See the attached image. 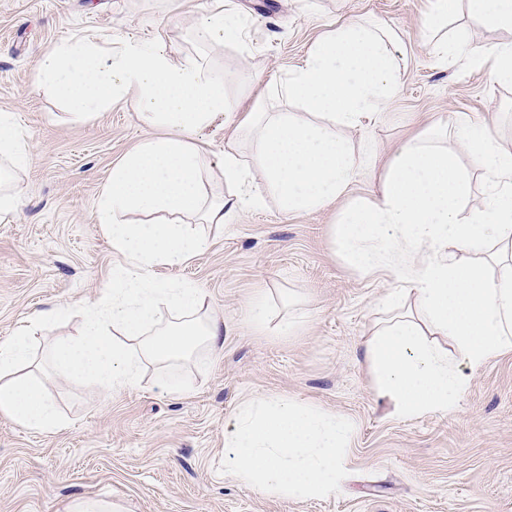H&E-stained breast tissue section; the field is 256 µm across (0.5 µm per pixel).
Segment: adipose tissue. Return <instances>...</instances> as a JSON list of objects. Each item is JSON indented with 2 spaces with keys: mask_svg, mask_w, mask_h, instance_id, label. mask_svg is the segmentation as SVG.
Here are the masks:
<instances>
[{
  "mask_svg": "<svg viewBox=\"0 0 512 512\" xmlns=\"http://www.w3.org/2000/svg\"><path fill=\"white\" fill-rule=\"evenodd\" d=\"M464 11L503 39L488 51L492 81H512V0H433L424 32L441 60L461 59V38L448 20ZM203 44L241 41L242 22L216 6L193 26ZM38 86L55 89L71 113L138 101L140 120L162 127L112 169L95 221L121 261L112 283L81 307L79 335L59 339L48 358L66 376L108 393L140 386L154 367L169 393L189 387L180 365L204 368L224 351V320L203 288L161 281L158 266L179 268L204 253L202 225L221 227L275 196L283 211H312L344 195L356 157L335 126L354 128L382 115L400 83L394 38L375 25L348 21L320 36L304 63L278 83L292 112L256 110L239 120L207 61L139 39L112 49L70 40L36 66ZM252 137V154L236 148L212 160L201 134ZM455 135L471 167L431 138L417 136L392 153L374 200L353 207L336 229L345 261L398 275L390 315L364 347L380 396L399 417L455 411L469 374L512 352V149L488 128L461 120ZM29 159L13 114L0 113V216L18 209L15 170ZM483 176L491 199L470 208L471 183ZM69 312L59 305L31 316L0 342V415L35 431L64 426L42 380L26 376L31 343Z\"/></svg>",
  "mask_w": 512,
  "mask_h": 512,
  "instance_id": "adipose-tissue-1",
  "label": "adipose tissue"
}]
</instances>
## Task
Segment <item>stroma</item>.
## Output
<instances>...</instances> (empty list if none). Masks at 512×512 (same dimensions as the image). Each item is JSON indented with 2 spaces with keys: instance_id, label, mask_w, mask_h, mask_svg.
I'll list each match as a JSON object with an SVG mask.
<instances>
[{
  "instance_id": "stroma-1",
  "label": "stroma",
  "mask_w": 512,
  "mask_h": 512,
  "mask_svg": "<svg viewBox=\"0 0 512 512\" xmlns=\"http://www.w3.org/2000/svg\"><path fill=\"white\" fill-rule=\"evenodd\" d=\"M213 0H0V113L18 116L29 148L14 182L24 204L0 218V340L33 313L60 304L70 315L34 343L77 335L78 310L112 281L118 263L94 220L112 168L159 135L134 101L78 120L53 89L37 87L36 64L63 40L113 45L155 41L182 55L204 54L238 112L263 103L302 64L314 41L347 20L392 31L401 85L388 117L337 128L358 157L347 192L315 211L284 212L275 201L223 228L207 227L209 249L162 279L196 283L224 319V352L189 369L176 396L147 368L140 387L106 394L97 386L41 378L64 428L35 432L0 417V512H65L77 498L121 501L127 512H512V353L474 372L456 412L403 419L377 393L364 341L400 283L384 270L345 262L334 227L372 198L391 152L440 122L467 118L512 142V84L488 65L439 62L422 24L430 0H224L244 23L240 43L200 46L195 19ZM267 292L296 295V335L255 329L250 303ZM282 396L341 414L354 431L339 493L323 499L262 495L221 473L224 430L240 407Z\"/></svg>"
}]
</instances>
